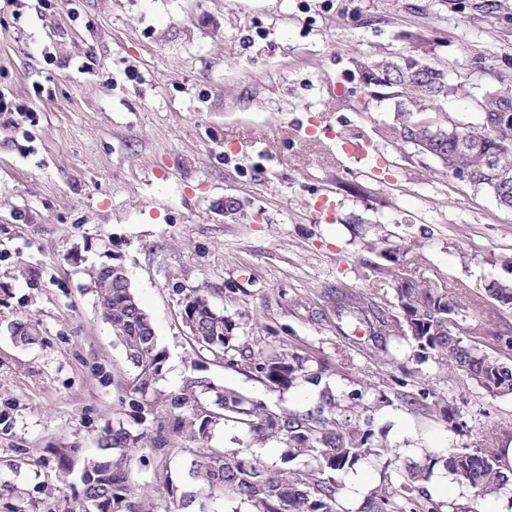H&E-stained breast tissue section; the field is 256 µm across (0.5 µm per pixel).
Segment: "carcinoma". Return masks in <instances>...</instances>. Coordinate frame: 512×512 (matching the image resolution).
<instances>
[{"label":"carcinoma","instance_id":"cac0c4a2","mask_svg":"<svg viewBox=\"0 0 512 512\" xmlns=\"http://www.w3.org/2000/svg\"><path fill=\"white\" fill-rule=\"evenodd\" d=\"M416 58L379 54L360 65L367 87L370 73L387 76L378 95L394 102V123L389 137L397 142L417 145L419 122L430 112H441L449 97L466 98V84L448 79V68L437 66L426 83L407 80L399 68ZM498 99L489 95L475 105L477 121L460 128L463 141L481 145L476 152L466 146L446 143L439 146L435 160L451 172L471 175V185L494 198L499 207L512 211V126L493 124ZM90 283L103 304L108 322L127 361L134 369L128 383L134 395L130 407L142 432L132 435L120 427L105 433L101 453L83 467L80 491L66 512H150L148 492L137 488L127 466L126 448L143 439L148 454L159 460L155 470L157 486L169 495L178 487L167 459L175 451L191 457L190 474L198 481L195 491L184 492L179 506L198 497L235 496L253 507V512H340V485L336 474L345 473L369 455L384 449L368 446L371 433L362 425L341 421L333 415L336 399L328 397L326 406L304 414H272L261 404L234 390L220 396L224 414L209 410L195 392L172 394L170 411L162 413L156 405L136 399L145 394L162 375L165 355L158 348L153 326L130 288L112 287V275L104 269L89 272ZM493 301L512 302V284L492 281L484 287ZM398 316H388L373 306L347 301L356 321L370 328L378 348L389 353L388 337L401 333L416 348L433 351L446 359L448 366L461 371L493 396L512 394V360L487 354L480 342L463 328L467 306L448 296L447 290L419 279H405L396 286ZM233 325L212 309L197 311L190 333L194 342L213 356L226 359L231 350ZM250 365L272 389H287L304 378L317 381L321 373L306 370L303 358L271 352L251 359ZM232 421L257 437L278 436L287 445L283 467L261 465L256 459L235 450L204 448L210 424L218 419ZM186 438L190 446L175 448V440ZM448 473L486 499L497 495L512 482V469L497 454L485 448H451L446 459ZM425 468L414 465L400 485L387 484L370 495L361 512H441V505L424 487Z\"/></svg>","mask_w":512,"mask_h":512}]
</instances>
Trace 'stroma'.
<instances>
[{
  "mask_svg": "<svg viewBox=\"0 0 512 512\" xmlns=\"http://www.w3.org/2000/svg\"><path fill=\"white\" fill-rule=\"evenodd\" d=\"M409 50L454 67L471 98L444 107L474 121L486 90L512 93V0H30L21 18L0 13V89L39 112L0 122V484L23 492L0 512H66L105 432L140 431L132 367L90 287L102 265L124 266L166 355L150 400L200 381L210 404L231 389L304 413L331 389L384 451L358 466L373 488L430 450L431 490L449 445L512 444V395L406 338L381 351L337 303L391 314L396 278L423 279L512 336V309L484 293L512 282V213L387 137L394 104L367 93L359 63ZM321 196L332 209L316 224ZM193 289L232 321L235 352L301 355L321 383L273 390L196 345ZM16 321L36 344L12 339ZM207 445L269 467L286 449L221 419Z\"/></svg>",
  "mask_w": 512,
  "mask_h": 512,
  "instance_id": "stroma-1",
  "label": "stroma"
}]
</instances>
